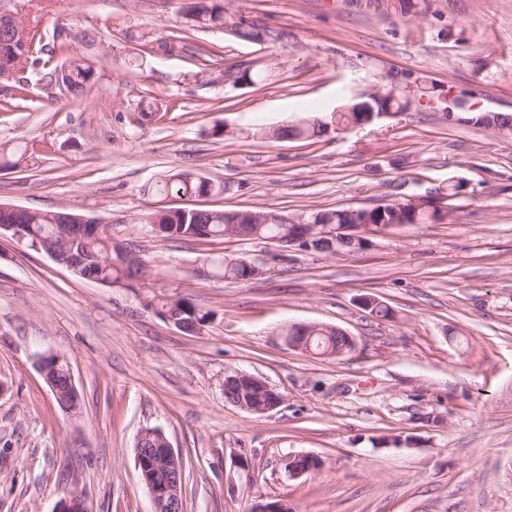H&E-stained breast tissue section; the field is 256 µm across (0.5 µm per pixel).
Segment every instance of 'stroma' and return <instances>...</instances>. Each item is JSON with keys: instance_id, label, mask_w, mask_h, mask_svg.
I'll use <instances>...</instances> for the list:
<instances>
[{"instance_id": "obj_1", "label": "stroma", "mask_w": 512, "mask_h": 512, "mask_svg": "<svg viewBox=\"0 0 512 512\" xmlns=\"http://www.w3.org/2000/svg\"><path fill=\"white\" fill-rule=\"evenodd\" d=\"M187 3L8 4L41 41L18 72L30 102L0 80V152L25 155L0 166V203L110 219L147 268L136 286L107 287L0 236V512H55L73 480L93 512H152L135 464L149 427L183 458L184 512H251L269 497L295 512H512V139L433 102L314 140L271 135L392 74L512 114V0H426L404 16L224 0L226 16L279 33L261 44L193 26ZM62 42L94 63L83 98L50 78ZM148 105L158 116L140 121ZM181 171L223 186L197 207L289 216L461 192L448 220L392 226L360 253L288 252L156 235L147 215L185 201L155 186ZM219 254L260 272L202 276ZM177 296L209 312L200 333L159 314ZM306 322L343 328L355 350L289 349L283 329ZM48 354L71 366L78 417L38 370ZM235 371L283 403L258 416L226 402ZM303 454L323 467L290 476Z\"/></svg>"}]
</instances>
